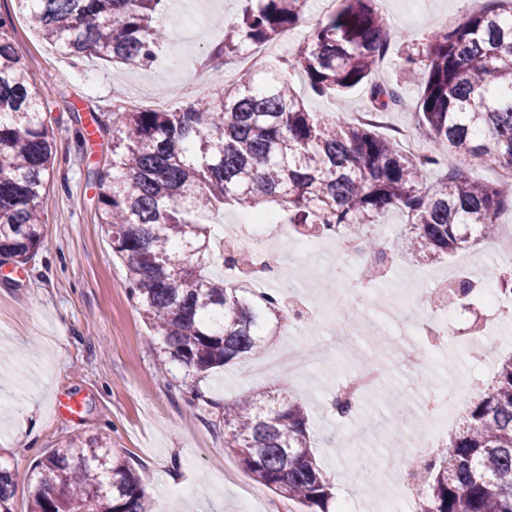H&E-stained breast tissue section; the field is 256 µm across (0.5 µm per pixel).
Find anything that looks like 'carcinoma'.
I'll use <instances>...</instances> for the list:
<instances>
[{"label":"carcinoma","instance_id":"cac0c4a2","mask_svg":"<svg viewBox=\"0 0 512 512\" xmlns=\"http://www.w3.org/2000/svg\"><path fill=\"white\" fill-rule=\"evenodd\" d=\"M163 0H18L31 26L68 55L150 65L168 36ZM224 28V56L274 42L302 18L306 0H244ZM468 14L405 46L402 70L420 71L416 103L427 148L405 151L370 124L309 112L274 65L267 77L244 71L224 91L179 110L112 113L111 157L95 171L96 210L125 264L132 299L156 339L161 365L202 376L261 354L286 311L278 292L256 294L208 272L212 216L235 203L268 212L306 237H360L375 265L388 254L370 235L394 207L407 216L398 254L437 262L498 237L497 216L512 191L444 170L424 181L444 153L512 167V0ZM0 14V259L25 263L46 242L41 199L53 178L54 132L28 81V64ZM373 0H338L285 64L305 74L316 95L372 83L371 102L387 112L398 90L376 79L389 45ZM238 272L251 260L220 256ZM480 280L462 277L442 302L457 306ZM305 404L282 388L262 387L224 401L216 426L224 448L251 478L301 512H331V477L318 465ZM28 512H161L125 456L102 434L77 436L41 455L26 476ZM18 474L0 462V512H13ZM418 512H512V353L499 359L490 386L471 399L459 425L426 466Z\"/></svg>","mask_w":512,"mask_h":512}]
</instances>
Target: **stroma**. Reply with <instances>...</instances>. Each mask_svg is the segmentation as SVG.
<instances>
[{"label": "stroma", "instance_id": "35a3bbf8", "mask_svg": "<svg viewBox=\"0 0 512 512\" xmlns=\"http://www.w3.org/2000/svg\"><path fill=\"white\" fill-rule=\"evenodd\" d=\"M166 0L163 9L169 38L148 69L126 67L88 57L63 54L42 38L19 11L16 0H0V14L13 18L15 46L28 63L33 93L55 135L57 169L42 207L46 244L25 264H0V459L19 475L34 460L77 435L104 434L138 473L143 486L167 512H259V500L275 495L252 482L237 458L225 451L224 434L213 421L224 400L256 386L274 385L271 377L243 378L245 360L209 373L198 387L203 401L190 403L175 371L161 368L152 334L141 310L130 298L124 268L112 255V244L98 222L100 188L92 172L110 156L105 125L115 107L114 90L135 97L140 105L167 97L189 85L196 96L220 92L225 64L212 59L224 40L223 26L238 20L244 0ZM489 0H375L390 29L414 39L424 32L460 22ZM398 47H390L380 76L400 85L402 101L387 115L380 133L391 128L417 130L416 102L421 76L404 75L397 65ZM297 95L310 111L352 113L370 106L368 86L343 95L313 94L306 79L290 74ZM338 321L325 322L296 338L274 337L273 346L327 345L326 360L290 391L311 407L308 430L316 458L334 480L337 501H349L353 512H381L380 503L395 490L364 486L355 463L339 442L342 424L323 411L327 394L354 362L339 364ZM411 323L401 313L387 325V339L360 336L356 355L390 358L409 346ZM388 392L375 398L371 442L393 450L394 434L386 430L392 415L388 395L399 396L409 426L419 417L409 404L415 384L399 367H391ZM78 396L77 415H57L58 396Z\"/></svg>", "mask_w": 512, "mask_h": 512}]
</instances>
